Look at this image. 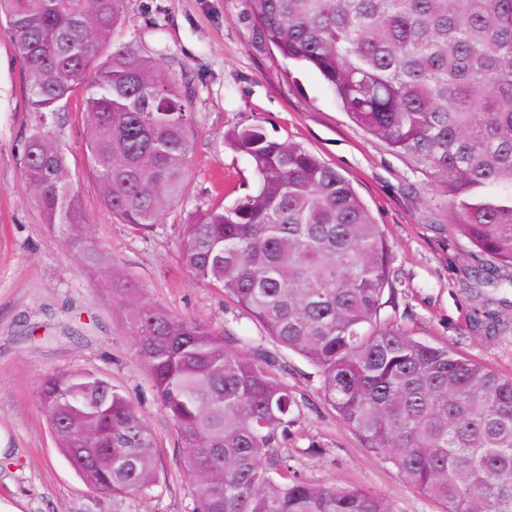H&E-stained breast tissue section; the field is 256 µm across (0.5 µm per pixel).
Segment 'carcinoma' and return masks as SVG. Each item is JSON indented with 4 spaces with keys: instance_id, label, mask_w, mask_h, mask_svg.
Wrapping results in <instances>:
<instances>
[{
    "instance_id": "obj_1",
    "label": "carcinoma",
    "mask_w": 512,
    "mask_h": 512,
    "mask_svg": "<svg viewBox=\"0 0 512 512\" xmlns=\"http://www.w3.org/2000/svg\"><path fill=\"white\" fill-rule=\"evenodd\" d=\"M264 41L314 70L350 118L430 170L462 233L512 266V0H245ZM132 0H0L54 112L79 93L89 173L121 223L146 233L183 195L193 151L186 86L112 31ZM256 187L182 226V266L224 291L264 339L318 369L325 404L444 512H512V376L380 323L389 253L350 182L260 125L231 132ZM23 169L44 221L83 248L187 452L193 512H393L383 497L316 481L288 440L304 409L277 354L177 314L86 246L64 153L47 131ZM38 402L80 479L108 496L157 484L156 438L102 374L41 380Z\"/></svg>"
}]
</instances>
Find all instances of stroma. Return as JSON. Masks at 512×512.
I'll return each mask as SVG.
<instances>
[{"instance_id":"35a3bbf8","label":"stroma","mask_w":512,"mask_h":512,"mask_svg":"<svg viewBox=\"0 0 512 512\" xmlns=\"http://www.w3.org/2000/svg\"><path fill=\"white\" fill-rule=\"evenodd\" d=\"M135 44L191 91L193 153L183 197L147 235L113 218L87 171L85 114L79 97L44 122L28 100V75L6 22L0 21V497L22 512H192V486L176 428L156 405L151 380L115 314L104 282L85 270L79 250L45 224L21 164L27 137L49 127L64 151L91 241L120 272L180 314L256 340L261 327L222 292L181 266L177 245L191 213L232 204L255 178L247 155L230 148L232 131L262 126L303 145L353 185L389 246L395 299L381 323L451 346L512 375V268L494 267L458 226L447 193L429 170L350 121L319 75L285 62L262 38L245 0H132L113 34ZM495 268L498 282L482 275ZM494 314L498 334L473 325L476 309ZM93 369L138 406L154 432L160 482L147 495L105 496L77 476L57 448L37 401L44 375ZM280 376L305 401L289 445L307 476L370 489L394 512H443L409 486L386 455L363 445L322 402V378L284 352Z\"/></svg>"}]
</instances>
